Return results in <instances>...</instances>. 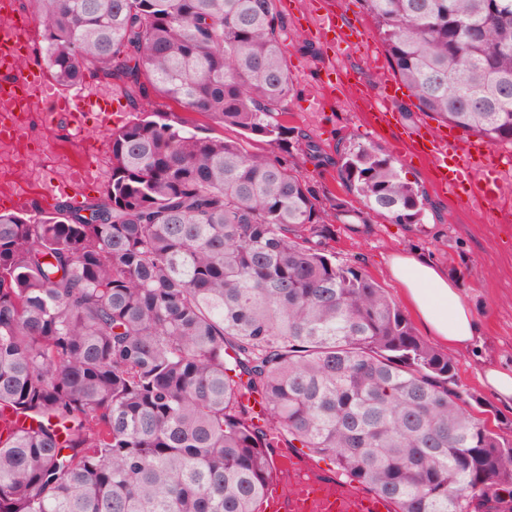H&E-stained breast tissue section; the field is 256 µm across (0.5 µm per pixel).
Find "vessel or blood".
<instances>
[{"mask_svg":"<svg viewBox=\"0 0 512 512\" xmlns=\"http://www.w3.org/2000/svg\"><path fill=\"white\" fill-rule=\"evenodd\" d=\"M12 9V0H0V70L8 75L0 82V88L6 89L9 98L15 99L23 110H33L49 101L55 111L80 121V99L58 95L42 73L22 72L18 52L28 41L30 31L12 20ZM324 28L326 42L333 49L349 43L356 33L355 27L333 18ZM356 89L376 120H395L396 104L402 95L398 82L385 79L379 93L361 83ZM405 135L417 153L431 158L442 188L492 207L498 204L502 196L501 167L511 163L512 157L501 154L483 139H465L450 130L417 135L409 129ZM276 459L277 468L261 501L263 512H394L391 499L359 492L341 479L323 475L287 445L277 448Z\"/></svg>","mask_w":512,"mask_h":512,"instance_id":"vessel-or-blood-1","label":"vessel or blood"}]
</instances>
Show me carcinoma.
<instances>
[{"mask_svg":"<svg viewBox=\"0 0 512 512\" xmlns=\"http://www.w3.org/2000/svg\"><path fill=\"white\" fill-rule=\"evenodd\" d=\"M418 109L512 146V0H364ZM62 86L91 75L279 144L295 92L276 0H27ZM101 197L0 213V512H259L275 448L394 512H512V440L386 290L326 253L292 164L161 116L110 136ZM369 211L423 202L371 144ZM260 399L254 415L243 400Z\"/></svg>","mask_w":512,"mask_h":512,"instance_id":"1","label":"carcinoma"}]
</instances>
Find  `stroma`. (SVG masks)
Masks as SVG:
<instances>
[{
	"instance_id": "35a3bbf8",
	"label": "stroma",
	"mask_w": 512,
	"mask_h": 512,
	"mask_svg": "<svg viewBox=\"0 0 512 512\" xmlns=\"http://www.w3.org/2000/svg\"><path fill=\"white\" fill-rule=\"evenodd\" d=\"M331 11L364 31L371 54L357 47L326 48L316 34L321 15ZM291 35L285 43L288 64L297 90L288 105V142L276 146L261 138L244 140L254 153L269 154L282 162L296 163L328 213L337 205L360 211L358 224L336 221L327 226L325 244L336 260L359 266L375 278L393 300H400L398 285L388 275L392 255L421 251L445 267L467 296L483 327V345L479 352L450 350L456 367L454 389L471 405L477 417L489 426L512 435V406L502 404L482 386L478 373L485 364L512 363V223H497L493 210L475 205L466 198L447 192L436 184L434 169L423 156L388 129L377 126L364 110L352 102L351 92L343 86L325 85L329 67L354 70L374 91H381L384 78L393 76L387 52L380 41L373 18L362 0H294L285 11ZM74 93L96 100L101 112L88 113L82 130H75L67 116L61 115L46 125L36 147L58 153L55 168L33 173L17 164L0 170V212H11L15 193L28 194L32 204L43 212H52L56 203L72 198L64 185L70 166L87 163L98 168V178L77 198L86 204L99 198L110 177V159L99 154L82 155L78 139L107 143L111 128L134 120L135 113L120 90L86 79L74 86ZM146 112L164 115L180 124L197 127L199 132L228 140L241 139L237 129L212 121L187 110L173 100L152 93L143 101ZM307 137L321 148L322 159L302 151L299 140ZM364 142L390 155L402 179L418 190L423 198L422 221L398 224L393 219L364 210L359 200L341 183L334 159L337 150Z\"/></svg>"
}]
</instances>
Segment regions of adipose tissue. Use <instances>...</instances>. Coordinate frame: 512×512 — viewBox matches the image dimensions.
Returning <instances> with one entry per match:
<instances>
[{
  "label": "adipose tissue",
  "instance_id": "ef3b65f1",
  "mask_svg": "<svg viewBox=\"0 0 512 512\" xmlns=\"http://www.w3.org/2000/svg\"><path fill=\"white\" fill-rule=\"evenodd\" d=\"M389 272L428 335L457 350L479 346L481 323L447 270L413 251L394 255Z\"/></svg>",
  "mask_w": 512,
  "mask_h": 512
}]
</instances>
